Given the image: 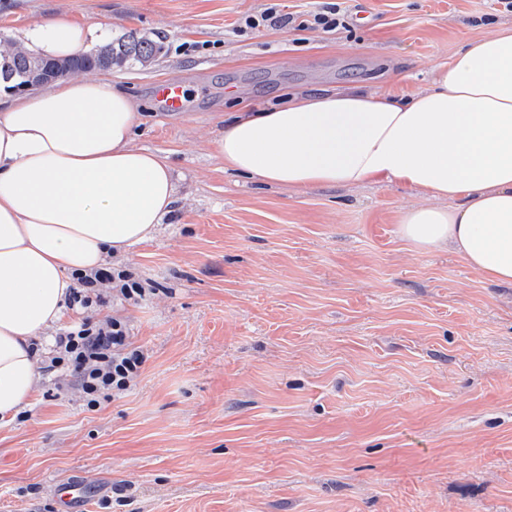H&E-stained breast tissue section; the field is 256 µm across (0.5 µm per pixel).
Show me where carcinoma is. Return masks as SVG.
<instances>
[{"label": "carcinoma", "mask_w": 512, "mask_h": 512, "mask_svg": "<svg viewBox=\"0 0 512 512\" xmlns=\"http://www.w3.org/2000/svg\"><path fill=\"white\" fill-rule=\"evenodd\" d=\"M158 51L159 46L154 40L131 30L93 52L74 55L60 63L52 59H46L44 63L51 72L66 68L75 72L125 68L146 65ZM36 62L37 56L24 45L6 41L4 46H0V79L8 82L11 89H26L29 87L26 76L33 71Z\"/></svg>", "instance_id": "obj_1"}]
</instances>
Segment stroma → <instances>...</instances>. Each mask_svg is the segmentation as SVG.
<instances>
[{
	"label": "stroma",
	"mask_w": 512,
	"mask_h": 512,
	"mask_svg": "<svg viewBox=\"0 0 512 512\" xmlns=\"http://www.w3.org/2000/svg\"><path fill=\"white\" fill-rule=\"evenodd\" d=\"M264 0H0V38L66 12L101 43L159 41L110 71L137 102L134 144L167 156L173 213L109 266L145 357L87 409L40 355L29 406L0 424V512H512V287L398 230L424 192L388 182L295 189L225 170L224 119L345 87L407 97L469 40L512 24L495 0H367L368 25L238 35ZM189 90L154 111V82ZM57 496L63 512H76L75 510L82 507L79 503H83L85 499L82 485L77 483L60 485Z\"/></svg>",
	"instance_id": "stroma-1"
}]
</instances>
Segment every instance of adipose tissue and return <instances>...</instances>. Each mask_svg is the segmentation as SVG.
<instances>
[{"label":"adipose tissue","instance_id":"obj_1","mask_svg":"<svg viewBox=\"0 0 512 512\" xmlns=\"http://www.w3.org/2000/svg\"><path fill=\"white\" fill-rule=\"evenodd\" d=\"M93 33L59 13L30 40L61 59ZM137 117L134 100L95 73L0 93V419L29 404L37 342L60 323L74 273L149 240L171 211V167L134 146ZM215 145L225 169L286 187L425 190L431 204L401 213V235L512 286V25L468 41L414 96L297 94L231 115Z\"/></svg>","mask_w":512,"mask_h":512}]
</instances>
